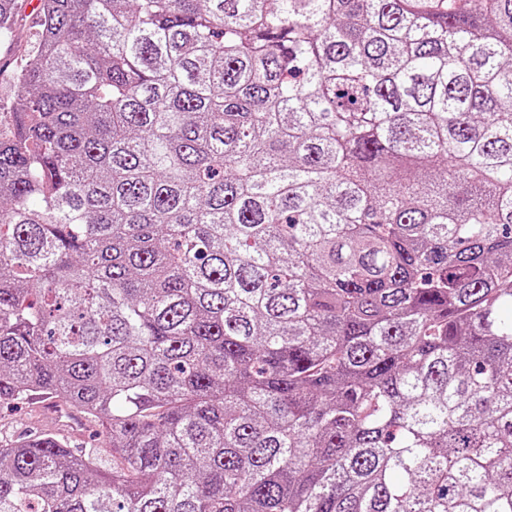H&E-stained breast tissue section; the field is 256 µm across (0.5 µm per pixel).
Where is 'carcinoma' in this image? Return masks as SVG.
I'll return each instance as SVG.
<instances>
[{"label": "carcinoma", "mask_w": 512, "mask_h": 512, "mask_svg": "<svg viewBox=\"0 0 512 512\" xmlns=\"http://www.w3.org/2000/svg\"><path fill=\"white\" fill-rule=\"evenodd\" d=\"M35 393L112 467L0 445V512H512V0H39L0 118Z\"/></svg>", "instance_id": "obj_1"}]
</instances>
